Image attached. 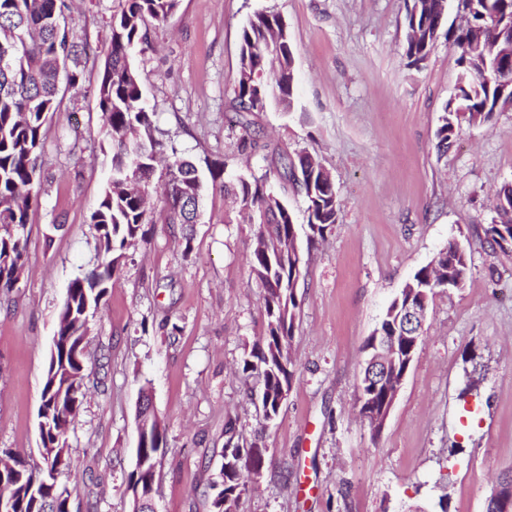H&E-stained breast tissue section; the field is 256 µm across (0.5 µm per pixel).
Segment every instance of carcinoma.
<instances>
[{
	"mask_svg": "<svg viewBox=\"0 0 512 512\" xmlns=\"http://www.w3.org/2000/svg\"><path fill=\"white\" fill-rule=\"evenodd\" d=\"M180 0H121L112 17V37L100 83L98 106L103 130L112 149V164L98 207L89 223L98 233L100 262L74 279L66 290L53 339L60 375L44 378L42 400L55 419L56 428L67 429L83 402L87 369L84 349L89 319L97 314L120 273L126 250L149 235L147 197L160 191L164 204L163 220L173 234L181 235L184 251L191 250L192 235L187 225L195 223L194 204L201 201L204 181L197 166L182 156L174 145L156 138L154 113L144 99V89L133 56L147 42L146 23L165 22ZM447 0H418V11L408 24H416L421 35L407 38L406 55L410 64L419 65L435 43V25L446 12ZM468 18L495 11L500 18L512 16V0H470ZM70 9L69 0H0V292L17 287L25 263L29 212L38 205L36 185L39 176L43 130L48 114L58 110L61 84L80 88V72L67 67L87 55L84 44L62 23ZM288 31L280 14L272 10L254 13L243 28L240 66L235 89L238 112H262L273 105L287 111L292 105L293 55L288 49ZM471 56L459 55L457 64L463 80L457 86L456 102L446 105L436 131L438 149L445 152L456 135L457 109H467L472 125L491 121L498 100V87L491 71L472 64L481 60L486 44L468 45ZM241 153L251 155L266 145L247 134L239 139ZM167 159V180L163 187L151 186L160 158ZM283 175L304 192L307 203V243L324 236L337 222L340 202L335 188L325 178L324 168L301 154L297 160L279 156ZM212 182H221L224 196L232 197L249 211L255 224L256 247L248 259L250 274L264 291L266 336L253 346L243 360L242 373L260 385L259 401L263 416L275 419L282 401L291 389L294 364L289 352L296 310L295 288L302 273V253L296 224L288 202L267 187L265 173L252 172L224 179V168L211 165ZM509 209L498 212L501 223L488 229L490 243L501 250L512 246V185L495 192ZM431 263L438 266L448 283L465 281L469 260L464 248L454 241L440 250ZM430 266L419 269L411 283L413 300L430 302L436 287L430 284ZM391 301L377 330L364 347L375 339L394 335L396 318L390 316ZM167 441L157 420H150L141 440L145 456L164 453ZM264 463L259 440L232 446L224 451V479L213 483L214 512H237L238 502L248 482L249 466ZM72 467V459L52 457L45 468L34 471L17 461L0 485V498L11 503L12 512H69L70 491L58 484L57 475ZM156 481L150 464L133 469L128 484L147 490ZM487 498L486 512H512V474L504 475Z\"/></svg>",
	"mask_w": 512,
	"mask_h": 512,
	"instance_id": "1",
	"label": "carcinoma"
}]
</instances>
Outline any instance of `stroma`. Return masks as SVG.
I'll return each instance as SVG.
<instances>
[{
	"instance_id": "35a3bbf8",
	"label": "stroma",
	"mask_w": 512,
	"mask_h": 512,
	"mask_svg": "<svg viewBox=\"0 0 512 512\" xmlns=\"http://www.w3.org/2000/svg\"><path fill=\"white\" fill-rule=\"evenodd\" d=\"M414 0H180L148 22L137 54L162 138L200 167L267 173L299 230L306 201L280 177L279 154H310L330 173L339 221L303 249L295 288L292 387L273 423L249 399L243 360L266 333L262 291L249 275L254 226L221 185L206 188L191 252L160 220L128 253L90 318L88 378L69 426L73 469L61 480L70 512H131L136 407L153 395L167 438L158 512H212L210 484L224 461V426L264 431L261 477L238 512H485L496 478L512 471V250L492 248L493 196L512 185V107L462 124L447 153L436 129L454 96L457 53L440 26L422 64L406 56ZM118 0H73L66 22L94 53L78 65L40 158V204L30 213L21 281L0 295V451L31 467L39 452L51 338L66 289L97 260L89 216L112 154L96 96ZM271 8L293 54V107L250 113L268 148L248 157L232 126L243 25ZM467 251L462 287L437 292L414 359L380 433L357 414L365 339L415 272L448 241ZM447 510H440L439 500Z\"/></svg>"
}]
</instances>
